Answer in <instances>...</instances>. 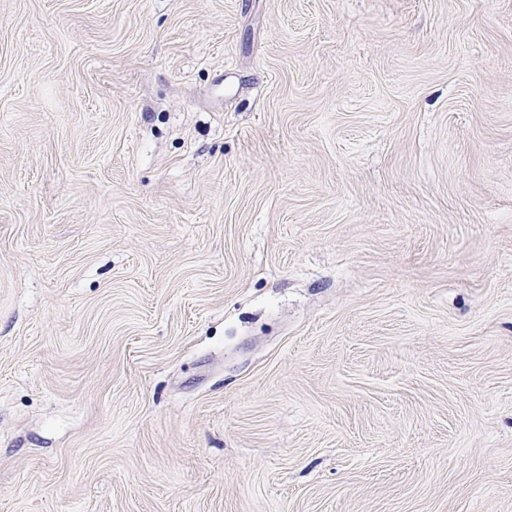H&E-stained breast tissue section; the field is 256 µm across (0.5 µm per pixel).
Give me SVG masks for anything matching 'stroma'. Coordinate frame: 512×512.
I'll return each mask as SVG.
<instances>
[{
	"label": "stroma",
	"mask_w": 512,
	"mask_h": 512,
	"mask_svg": "<svg viewBox=\"0 0 512 512\" xmlns=\"http://www.w3.org/2000/svg\"><path fill=\"white\" fill-rule=\"evenodd\" d=\"M0 512H512V0H0Z\"/></svg>",
	"instance_id": "stroma-1"
}]
</instances>
